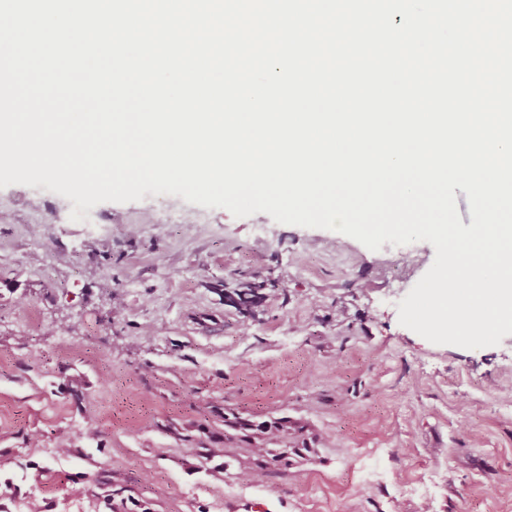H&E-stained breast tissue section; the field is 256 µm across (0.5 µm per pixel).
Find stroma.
I'll list each match as a JSON object with an SVG mask.
<instances>
[{
    "label": "stroma",
    "mask_w": 512,
    "mask_h": 512,
    "mask_svg": "<svg viewBox=\"0 0 512 512\" xmlns=\"http://www.w3.org/2000/svg\"><path fill=\"white\" fill-rule=\"evenodd\" d=\"M72 207L0 188V512H512V335L431 343L334 230Z\"/></svg>",
    "instance_id": "1"
}]
</instances>
